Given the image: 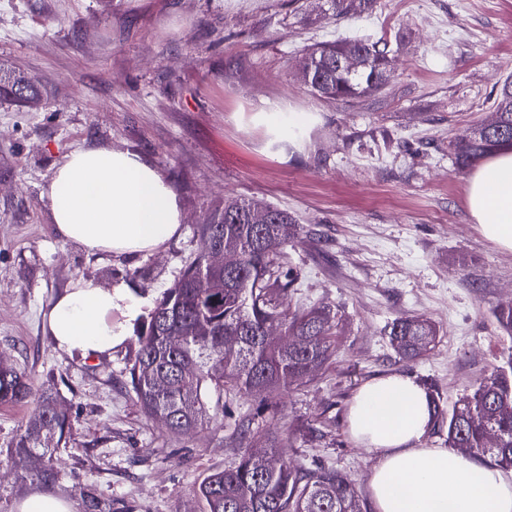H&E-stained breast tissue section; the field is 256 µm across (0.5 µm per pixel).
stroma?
Returning a JSON list of instances; mask_svg holds the SVG:
<instances>
[{
  "label": "stroma",
  "instance_id": "obj_1",
  "mask_svg": "<svg viewBox=\"0 0 512 512\" xmlns=\"http://www.w3.org/2000/svg\"><path fill=\"white\" fill-rule=\"evenodd\" d=\"M342 34L397 45L384 95L344 103L303 84L307 48ZM0 64L43 92L34 106L0 99V361L55 392L72 427L53 454L60 479L45 484L9 456L30 407L0 405V512L36 493L80 510L91 487L134 512H206L196 490L234 460L230 426L169 434L127 383L136 336L86 359L56 348L45 317L80 277L126 283L153 310L196 255L195 225L228 198L297 220L288 307L336 312L325 373L281 392L272 411L258 396L224 399L225 412H258L266 431L287 434L289 461H321L367 494L377 458L347 422L364 383L425 377L449 407L501 365L512 340L493 311L512 305V253L472 224L469 175L455 170L448 142L491 116L512 75V0H381L340 20L325 0H0ZM292 112L312 116L296 147ZM91 143L138 152L167 176L180 237L127 260L54 233L43 193L63 157ZM402 315L440 329L414 363L384 334ZM312 428L324 438L307 440Z\"/></svg>",
  "mask_w": 512,
  "mask_h": 512
}]
</instances>
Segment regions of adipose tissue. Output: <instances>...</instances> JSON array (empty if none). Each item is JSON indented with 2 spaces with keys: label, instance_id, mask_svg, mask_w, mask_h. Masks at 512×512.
I'll return each mask as SVG.
<instances>
[{
  "label": "adipose tissue",
  "instance_id": "1",
  "mask_svg": "<svg viewBox=\"0 0 512 512\" xmlns=\"http://www.w3.org/2000/svg\"><path fill=\"white\" fill-rule=\"evenodd\" d=\"M55 233L90 253L134 258L162 249L182 228L170 180L141 154L106 145L68 153L47 187ZM466 206L484 238L512 253V151L492 154L468 179ZM141 313L129 287L79 279L52 305L47 329L59 349L111 354ZM348 427L379 463L369 475L374 512H512V476L424 445L428 396L411 376L361 386Z\"/></svg>",
  "mask_w": 512,
  "mask_h": 512
}]
</instances>
